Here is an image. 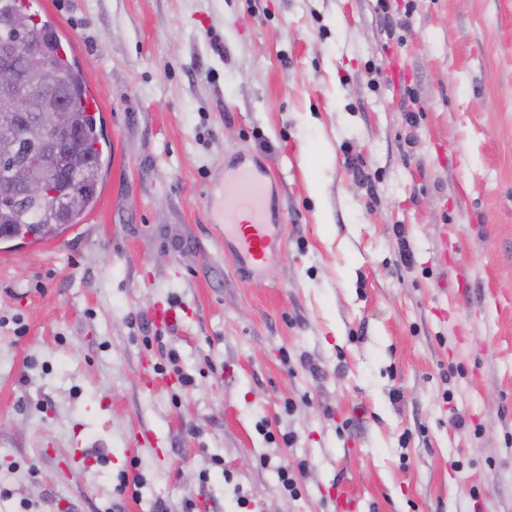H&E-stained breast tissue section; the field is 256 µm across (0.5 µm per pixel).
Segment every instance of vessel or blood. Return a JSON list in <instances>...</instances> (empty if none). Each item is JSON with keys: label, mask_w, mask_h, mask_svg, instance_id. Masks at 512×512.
I'll use <instances>...</instances> for the list:
<instances>
[{"label": "vessel or blood", "mask_w": 512, "mask_h": 512, "mask_svg": "<svg viewBox=\"0 0 512 512\" xmlns=\"http://www.w3.org/2000/svg\"><path fill=\"white\" fill-rule=\"evenodd\" d=\"M269 183L266 169L239 156L226 168L223 181L209 191L210 203L221 206L224 245L248 272L263 265L278 240L281 218L268 208Z\"/></svg>", "instance_id": "vessel-or-blood-1"}]
</instances>
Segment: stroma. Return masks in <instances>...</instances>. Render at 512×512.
I'll return each mask as SVG.
<instances>
[{
    "label": "stroma",
    "mask_w": 512,
    "mask_h": 512,
    "mask_svg": "<svg viewBox=\"0 0 512 512\" xmlns=\"http://www.w3.org/2000/svg\"><path fill=\"white\" fill-rule=\"evenodd\" d=\"M31 2L111 148L0 245V512H512V0ZM238 153L252 273L204 195ZM269 183L265 168L251 166L247 157L239 156L226 168L224 181L209 191L211 205L221 202L224 249H232L248 272L263 265L278 240L281 215L268 208Z\"/></svg>",
    "instance_id": "stroma-1"
}]
</instances>
